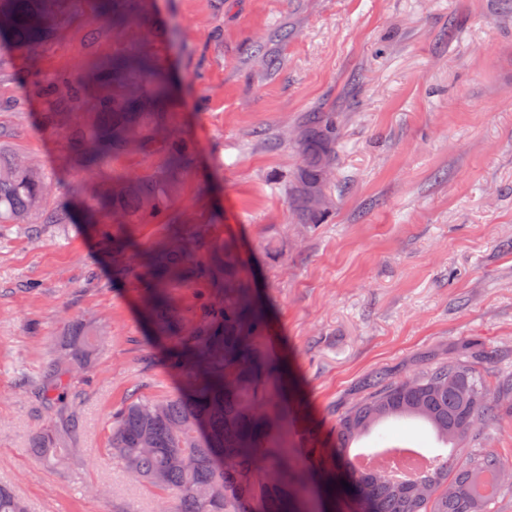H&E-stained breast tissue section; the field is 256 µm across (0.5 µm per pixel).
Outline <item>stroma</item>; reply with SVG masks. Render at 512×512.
<instances>
[{"mask_svg":"<svg viewBox=\"0 0 512 512\" xmlns=\"http://www.w3.org/2000/svg\"><path fill=\"white\" fill-rule=\"evenodd\" d=\"M110 0H66L52 39L0 52V144L52 173L54 204L82 186L154 176L162 151L113 159L88 174L69 160L44 81L94 60L149 50L167 70L165 134L192 138L194 164L176 177L160 223L133 224L121 254L95 226H0V484L29 512H156L161 493L106 455L112 416L129 400H165L196 378L169 350L191 335L208 287L167 288L180 336L158 337L142 261L162 242L209 264L233 244L267 316L262 353L287 370L276 411L304 467L303 433L333 444L336 418L377 370L407 374L420 355H456L480 339L477 371L512 375V9L506 0H133L113 30ZM288 40H278L281 29ZM264 38L279 68L253 61ZM340 129V191L322 224L295 223L285 192L301 158L290 144L306 113ZM100 340L87 372L72 373L82 429L61 466L29 452L51 414L36 380L72 328ZM471 449L512 460V395L475 426Z\"/></svg>","mask_w":512,"mask_h":512,"instance_id":"1","label":"stroma"}]
</instances>
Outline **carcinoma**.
<instances>
[{
	"instance_id": "carcinoma-1",
	"label": "carcinoma",
	"mask_w": 512,
	"mask_h": 512,
	"mask_svg": "<svg viewBox=\"0 0 512 512\" xmlns=\"http://www.w3.org/2000/svg\"><path fill=\"white\" fill-rule=\"evenodd\" d=\"M62 0H0V52L45 40ZM252 56L265 69L276 61L262 37L254 41ZM112 86V96H101L93 112H75L88 84ZM56 97L58 112H46L43 123L56 129L63 121L72 164L95 172L111 159L150 146L156 139V109L169 99V76L147 51L114 57L91 66L87 79L57 78L46 86ZM338 129L336 113L310 112L300 128L297 146L302 163L290 191V207L298 223L320 224L329 213L309 198L320 188L333 198ZM194 148L190 140L171 135L166 141L170 172L188 167ZM172 178L118 177L112 186L76 198L83 221L93 224L107 208L118 224L100 225V244L118 252L123 238L117 226L147 224L167 208ZM54 194L50 175L19 155L0 153V224H23L44 212L46 224H71L68 205L49 209ZM224 272L231 298L204 304L202 321L183 347L170 353L172 367L192 357L200 377L185 392L160 401L126 404L111 423L109 454L127 474L162 492L173 508L163 512H321L316 507L312 474L292 461L288 440L273 435L278 416L265 394V382L274 367L262 358L259 340L265 333L261 312L252 301V286L235 249L224 246V261L208 268L196 266L185 248L166 244L154 255L146 273L157 280L148 299L158 329L175 320L165 282L195 280L204 283ZM91 336L70 337L64 357L52 360L34 383L36 401L55 409L57 420L32 441L33 455L60 464L73 452L78 416L69 402L68 373L81 371L92 356ZM480 347L461 346L450 358H439L404 378L386 370L363 381L367 395L336 420L334 454L314 442L308 448L317 468L326 476V491L340 497V512H490L494 496L511 485L499 482L512 467L493 451L468 455L457 466L437 455L436 465L424 475L392 480L381 470L363 471L350 457V447L361 436L390 419H419L428 423L445 444L460 450L473 439L478 418L496 407L494 394H512V379L497 384L475 371ZM347 485H342L341 481ZM0 512H28L24 501L0 485Z\"/></svg>"
}]
</instances>
